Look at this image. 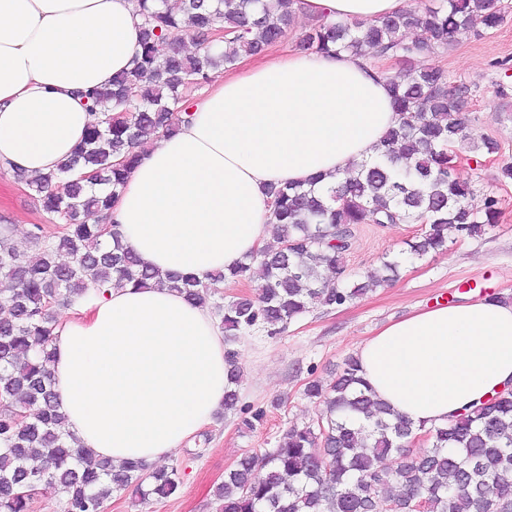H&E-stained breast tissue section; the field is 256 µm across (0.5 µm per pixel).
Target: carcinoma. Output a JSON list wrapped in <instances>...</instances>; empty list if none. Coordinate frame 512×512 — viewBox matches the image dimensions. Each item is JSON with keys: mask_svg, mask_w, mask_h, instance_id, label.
<instances>
[{"mask_svg": "<svg viewBox=\"0 0 512 512\" xmlns=\"http://www.w3.org/2000/svg\"><path fill=\"white\" fill-rule=\"evenodd\" d=\"M144 18L135 66L103 90L77 95L103 119L57 170L24 182L41 210L62 224L49 239L34 225V250L20 253L0 225V299L10 316L0 319V512H30L35 496L61 487L63 512H103L112 492L134 487L141 502L173 495L182 484L179 466L151 470L112 461L72 445L66 417L52 388L50 365L57 328L53 307L84 299L111 284L152 281L208 307L224 339L233 343L254 326L285 332L310 309L342 305L399 277L401 259L387 258L366 280L349 284L344 256L347 232L361 224H423L406 253L423 257L446 249L448 227L474 236L496 224L499 199L471 204L473 190L459 179L450 148L467 139L462 99L471 93L439 67L419 61L446 51L481 25L504 22L495 0H439L373 21L320 20L302 39L310 53L347 51L375 60L395 59L407 69L388 77L398 126L383 138L379 159L357 177L321 190L286 184L269 191L280 246L253 254L229 273L204 283L191 275L162 274L140 265L122 244L120 225L89 224L92 212L108 213L112 198L137 163L140 141L174 133L193 97L220 64L231 68L288 35L294 0H138ZM224 31L222 51L208 40ZM190 37L202 52L185 55ZM126 113L123 119L113 113ZM225 281L255 284V294L227 303L215 299ZM224 413L240 412L250 426L264 416L240 405L236 353L227 350ZM347 359L324 385L304 384V395L322 405L316 419L286 429L275 447L243 454L214 491L219 512H512V390L498 391L448 423L426 430L431 447L410 454L417 436L411 423L390 417ZM399 463L385 466L388 456ZM396 485L389 496L383 488Z\"/></svg>", "mask_w": 512, "mask_h": 512, "instance_id": "carcinoma-1", "label": "carcinoma"}]
</instances>
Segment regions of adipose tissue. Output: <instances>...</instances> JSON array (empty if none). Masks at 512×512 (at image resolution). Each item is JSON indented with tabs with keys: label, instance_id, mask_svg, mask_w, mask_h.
Here are the masks:
<instances>
[{
	"label": "adipose tissue",
	"instance_id": "obj_1",
	"mask_svg": "<svg viewBox=\"0 0 512 512\" xmlns=\"http://www.w3.org/2000/svg\"><path fill=\"white\" fill-rule=\"evenodd\" d=\"M408 0H297L375 20ZM136 0H0V167L55 171L100 120L77 96L132 68ZM193 117L138 149L110 217L142 266L208 280L267 246L272 184L322 187L379 157L400 120L382 66L348 52L265 56L212 74ZM52 386L76 446L160 464L224 408V336L206 307L151 285L68 306ZM359 375L413 427L446 423L512 381V303L426 308L364 341Z\"/></svg>",
	"mask_w": 512,
	"mask_h": 512
}]
</instances>
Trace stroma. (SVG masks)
<instances>
[{
  "label": "stroma",
  "mask_w": 512,
  "mask_h": 512,
  "mask_svg": "<svg viewBox=\"0 0 512 512\" xmlns=\"http://www.w3.org/2000/svg\"><path fill=\"white\" fill-rule=\"evenodd\" d=\"M499 4L505 20L498 30L481 37L465 35L428 59L450 77L476 87L465 101L469 138L457 151L456 171L471 184L474 203L488 195L499 199L498 223L473 238L449 231L446 253L407 260L395 283L341 306L314 309L284 334L270 336L260 327L246 332L234 345L241 366L239 392L243 404L264 410L263 419L250 427L237 415L214 420L171 457V464L183 472L176 494L144 504L131 491L117 490L104 512H216L213 492L244 452L275 447L285 429L313 418L316 407L303 394L306 380L330 381L365 340L433 303L491 295L512 298V180L500 175L503 161H512V108L495 94L498 83L512 86V0ZM488 137L498 141L499 154L482 153L480 145ZM0 217L12 224L13 243L23 251L32 248L33 225H42L47 237L60 230L40 210L35 191L1 169ZM420 230L417 224L360 226L346 253L349 271L363 275L377 268L384 255L401 252Z\"/></svg>",
  "instance_id": "1"
}]
</instances>
